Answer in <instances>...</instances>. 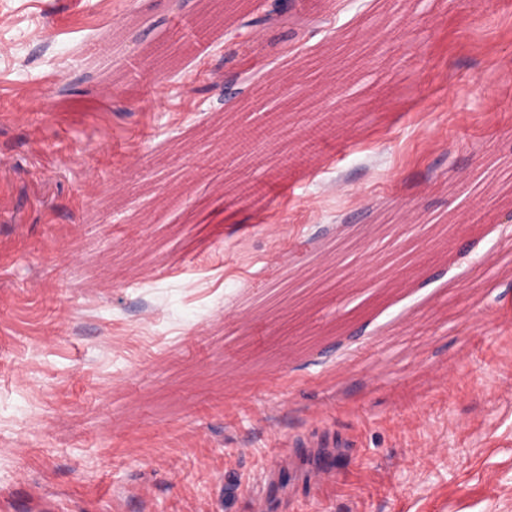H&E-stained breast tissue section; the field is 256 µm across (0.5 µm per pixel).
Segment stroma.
I'll use <instances>...</instances> for the list:
<instances>
[{"label": "stroma", "instance_id": "stroma-1", "mask_svg": "<svg viewBox=\"0 0 512 512\" xmlns=\"http://www.w3.org/2000/svg\"><path fill=\"white\" fill-rule=\"evenodd\" d=\"M390 2L254 0L167 66L143 51L199 0H0V512H512V212L460 192L512 163V0H402L380 44ZM123 28L144 62L101 100L84 47ZM346 38L343 97L280 143L345 125L288 189L274 159L206 168L240 77ZM411 212L461 226L402 286L276 305L282 269Z\"/></svg>", "mask_w": 512, "mask_h": 512}]
</instances>
